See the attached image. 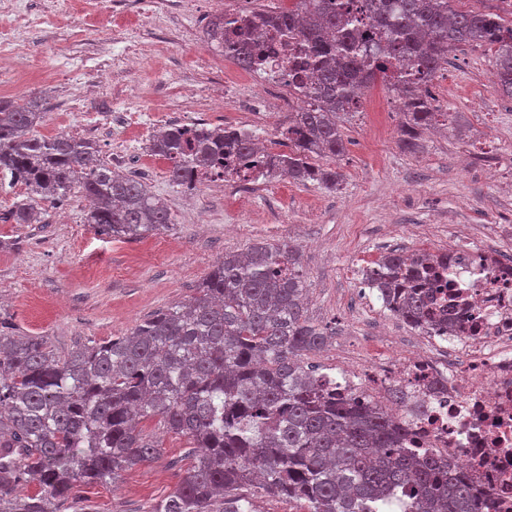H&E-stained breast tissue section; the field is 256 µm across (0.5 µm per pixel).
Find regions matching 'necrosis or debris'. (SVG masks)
<instances>
[{"label":"necrosis or debris","mask_w":512,"mask_h":512,"mask_svg":"<svg viewBox=\"0 0 512 512\" xmlns=\"http://www.w3.org/2000/svg\"><path fill=\"white\" fill-rule=\"evenodd\" d=\"M300 40L280 37L258 71L259 91L287 85L291 47ZM446 254L444 276L463 304L449 345L411 356L376 349L325 382L372 404L402 390L404 402L385 411L420 446L462 470L490 498L492 512H512V261L468 239L453 240Z\"/></svg>","instance_id":"4bbe7bcc"}]
</instances>
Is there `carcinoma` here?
I'll list each match as a JSON object with an SVG mask.
<instances>
[{"label": "carcinoma", "mask_w": 512, "mask_h": 512, "mask_svg": "<svg viewBox=\"0 0 512 512\" xmlns=\"http://www.w3.org/2000/svg\"><path fill=\"white\" fill-rule=\"evenodd\" d=\"M253 16L280 34L305 28L292 72L310 102L288 113V152L264 162L295 183L338 184L310 159L344 153L342 122L377 81L403 100L405 148L447 122L422 89L462 46L494 52L493 83L512 96V22L497 13L457 11L450 0H296L288 13ZM205 34L247 69L263 58L249 23L224 30L210 21ZM45 116L35 100L0 99V174L27 188L15 223L38 224L41 202L78 194L89 202L85 223L114 239L169 228L167 203L96 160L93 144L35 135ZM150 151L171 161L172 183L190 188V171L226 170L224 156L249 158L254 147L232 127L172 125ZM427 261L392 250L370 274L385 306L423 331L437 319L423 290L437 278ZM305 294L296 252L255 244L224 254L189 299L64 357L0 315V512H62L78 486L152 461L159 445L140 427L149 418L193 445L178 489L152 512H255L252 492L302 512H382L396 497L403 512L489 508L468 478L409 448L387 412L336 397L302 364L327 342L305 315Z\"/></svg>", "instance_id": "1"}]
</instances>
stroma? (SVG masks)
<instances>
[{
    "mask_svg": "<svg viewBox=\"0 0 512 512\" xmlns=\"http://www.w3.org/2000/svg\"><path fill=\"white\" fill-rule=\"evenodd\" d=\"M113 0H0V26L20 29L10 64L0 68V97L37 98L48 115L36 134L53 127L91 139L103 160L127 155L135 174L168 203L173 223L162 233L115 240L84 223V198L45 207L40 224H16L6 215L25 188L0 189V314L20 333L49 337L58 355L75 343L121 336L140 320L192 296L212 266L230 251L256 242L297 251L307 279L306 315L331 335L304 362L329 368L353 357L364 341L398 328L384 310L369 311L354 292L364 264L386 242L426 232L447 246L448 232L493 234L512 226V97L492 81V53L463 47L435 76L430 93L449 115L447 133L419 138L404 150L393 92L371 86L342 127L347 145L315 165L344 176L339 189L300 186L280 177L246 187V205L229 208L223 191H187L173 185L167 167L122 127L124 113L178 117L204 112L210 123L244 126L261 111L250 73L213 59L203 38L210 0H142L144 13L113 14ZM149 52L145 67L130 70L131 52ZM233 90L223 113L211 101L224 81ZM144 435L159 441L158 458L81 494L95 512H152L178 488L189 458L186 438L163 433L155 419Z\"/></svg>",
    "mask_w": 512,
    "mask_h": 512,
    "instance_id": "1",
    "label": "stroma"
}]
</instances>
